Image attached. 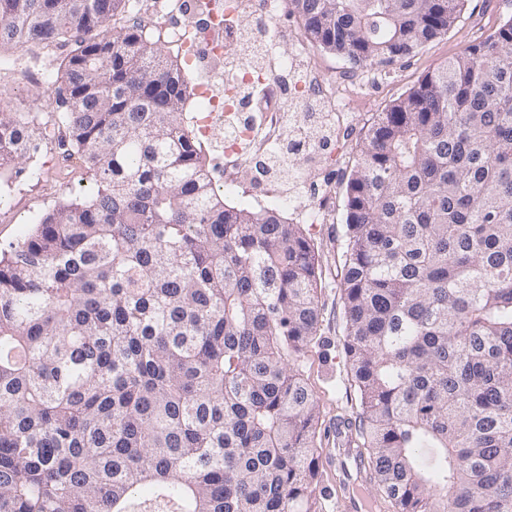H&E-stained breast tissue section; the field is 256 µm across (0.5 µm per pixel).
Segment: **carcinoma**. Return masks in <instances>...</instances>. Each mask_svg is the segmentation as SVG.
Returning a JSON list of instances; mask_svg holds the SVG:
<instances>
[{
	"label": "carcinoma",
	"mask_w": 512,
	"mask_h": 512,
	"mask_svg": "<svg viewBox=\"0 0 512 512\" xmlns=\"http://www.w3.org/2000/svg\"><path fill=\"white\" fill-rule=\"evenodd\" d=\"M467 0H287L306 40L383 70ZM137 0H0V48L70 47L42 77L94 189L0 251V512H321L304 378L319 254L229 205L187 52ZM47 136L0 108V180ZM343 347L362 487L388 512H512V16L376 114L343 181Z\"/></svg>",
	"instance_id": "1"
}]
</instances>
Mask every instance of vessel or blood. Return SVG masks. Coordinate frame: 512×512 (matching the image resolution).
<instances>
[{"label":"vessel or blood","mask_w":512,"mask_h":512,"mask_svg":"<svg viewBox=\"0 0 512 512\" xmlns=\"http://www.w3.org/2000/svg\"><path fill=\"white\" fill-rule=\"evenodd\" d=\"M336 448L328 449L323 457L324 467L336 474L334 498L337 512H375L376 506L362 494L359 482L350 474L351 467L357 466L358 459L349 445V438L343 428H336Z\"/></svg>","instance_id":"vessel-or-blood-1"}]
</instances>
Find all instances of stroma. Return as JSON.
<instances>
[{"label": "stroma", "mask_w": 512, "mask_h": 512, "mask_svg": "<svg viewBox=\"0 0 512 512\" xmlns=\"http://www.w3.org/2000/svg\"><path fill=\"white\" fill-rule=\"evenodd\" d=\"M509 16H512V0H468L464 19L455 29L380 71L377 81L368 85L364 82V70H349L337 55L312 45L300 48L298 39L303 30L299 20L290 14L288 7H281L279 11V38L272 53L277 63H298L307 57L324 76L329 88H336L343 78L365 86L356 110L342 115L337 147L324 149L318 156L301 155L295 160V176L302 184L304 201L318 202L321 188L326 185L332 188L328 201L329 223L311 227L322 265L321 321L320 341L310 352L305 368L306 382L320 401L322 425H330L336 416L346 415L349 399L354 395L342 346L345 321L338 288L345 220L341 181L354 164L367 122L373 113L383 111L425 73L445 64L464 45L485 38ZM60 55V49L53 46L18 47L0 53V59L6 62L5 67L0 68V91L10 93L21 107L45 98L47 86L41 71L56 63ZM59 156L56 142L44 143L28 163L33 176L0 188V250L28 236L36 218L68 198L70 192L90 186L91 178L83 165L73 160L67 167H58Z\"/></svg>", "instance_id": "obj_1"}]
</instances>
